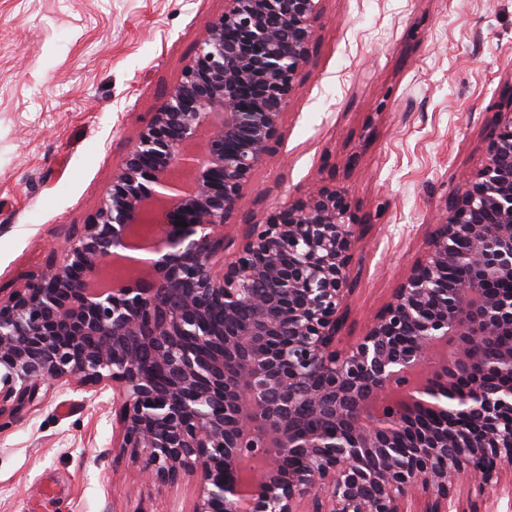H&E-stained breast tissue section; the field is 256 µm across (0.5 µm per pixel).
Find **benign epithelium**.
I'll use <instances>...</instances> for the list:
<instances>
[{
    "label": "benign epithelium",
    "instance_id": "7a95c632",
    "mask_svg": "<svg viewBox=\"0 0 512 512\" xmlns=\"http://www.w3.org/2000/svg\"><path fill=\"white\" fill-rule=\"evenodd\" d=\"M321 2L224 0L92 219L0 295V433L44 388L117 395L112 447L149 483L194 477L192 512H445L512 481V291L491 290L512 280V101L352 343L345 189H310L224 256Z\"/></svg>",
    "mask_w": 512,
    "mask_h": 512
}]
</instances>
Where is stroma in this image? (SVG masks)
Wrapping results in <instances>:
<instances>
[{"mask_svg":"<svg viewBox=\"0 0 512 512\" xmlns=\"http://www.w3.org/2000/svg\"><path fill=\"white\" fill-rule=\"evenodd\" d=\"M224 0H0V294L96 211ZM512 101V0H323L282 138L227 225L318 185L365 217L341 330L359 335ZM195 481L142 482L112 401L58 386L0 433V512H191Z\"/></svg>","mask_w":512,"mask_h":512,"instance_id":"stroma-1","label":"stroma"}]
</instances>
